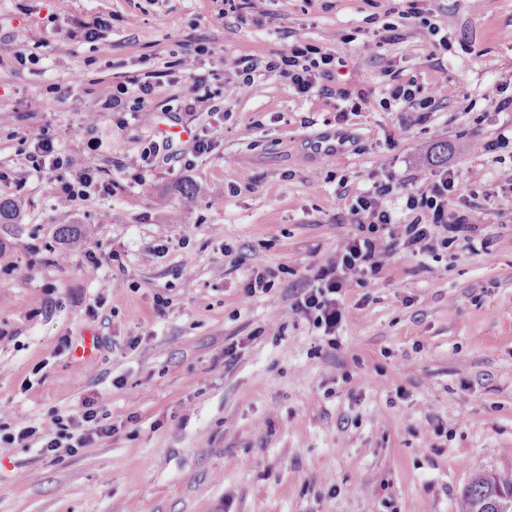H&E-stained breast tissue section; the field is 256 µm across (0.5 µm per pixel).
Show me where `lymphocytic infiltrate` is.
Returning <instances> with one entry per match:
<instances>
[{"label":"lymphocytic infiltrate","instance_id":"1","mask_svg":"<svg viewBox=\"0 0 512 512\" xmlns=\"http://www.w3.org/2000/svg\"><path fill=\"white\" fill-rule=\"evenodd\" d=\"M334 65L333 54L309 42L298 41L288 51L269 60L265 69L287 78L297 93L306 94L317 87L319 77L328 75ZM133 86L138 89L134 96L129 93ZM154 89L153 82L146 76L118 82L102 99L99 111L88 113L87 119L93 124L104 112L138 111L151 98ZM24 142L27 146L26 157L33 170H57L65 165L66 160L57 153L54 138L48 130L41 128L29 132ZM398 192L404 193L408 210H423L431 216L430 224L417 221L406 225L404 229L407 245L419 247L420 250H430L432 227L445 226L450 232L459 233L480 221L479 215L474 213L449 218L448 197L461 192V181L453 168L438 171L427 191L420 194L403 192L401 185L389 180L375 182L372 191L356 196L350 206L352 215L367 217L369 224L366 235L348 240L335 258L320 271L317 287L306 290L294 304L296 312L312 317L314 324L325 332H333L342 317L336 294L346 288L351 280L379 269L387 253V245L380 232L393 222L391 214L381 209L379 200ZM97 420L98 410L90 402L85 403L77 414L55 416L45 431L47 440L41 447L42 452L68 455L77 453L86 446L89 436L85 433L75 434L76 423H94Z\"/></svg>","mask_w":512,"mask_h":512}]
</instances>
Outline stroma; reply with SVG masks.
Listing matches in <instances>:
<instances>
[{
	"label": "stroma",
	"instance_id": "1",
	"mask_svg": "<svg viewBox=\"0 0 512 512\" xmlns=\"http://www.w3.org/2000/svg\"><path fill=\"white\" fill-rule=\"evenodd\" d=\"M410 5L0 0V196L18 208L0 224V426L41 429L89 399L114 426L73 456L36 439L1 453L0 512H461L473 476L512 474V110L496 91L512 0H430L437 36ZM388 26L399 40L379 43ZM300 38L335 55L330 86L363 92L359 111L265 72ZM201 44L212 101L189 112L191 79L166 72ZM148 71L150 103L87 125ZM398 82L428 111L393 101ZM170 125L211 150L187 166L174 142L145 166ZM39 128L66 166L31 169ZM445 165L463 176L449 216L481 223L430 253L392 240L380 272L342 290L335 335L294 310L359 234L357 195L423 191ZM89 166L111 194L61 206L58 182ZM66 224L85 235L64 243Z\"/></svg>",
	"mask_w": 512,
	"mask_h": 512
}]
</instances>
